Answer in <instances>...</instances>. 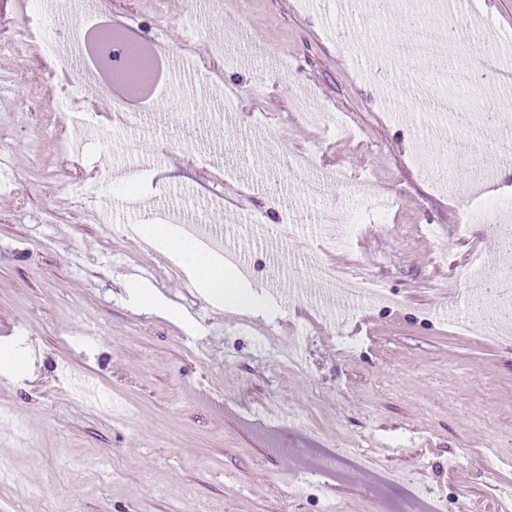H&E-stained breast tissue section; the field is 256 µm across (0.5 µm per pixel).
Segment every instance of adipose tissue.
<instances>
[{"mask_svg":"<svg viewBox=\"0 0 512 512\" xmlns=\"http://www.w3.org/2000/svg\"><path fill=\"white\" fill-rule=\"evenodd\" d=\"M140 232L157 248L175 257L188 272L193 287L217 308L263 312L264 305L260 298L244 289L233 270L212 261L192 241L178 232L174 225L144 224L141 225Z\"/></svg>","mask_w":512,"mask_h":512,"instance_id":"1","label":"adipose tissue"}]
</instances>
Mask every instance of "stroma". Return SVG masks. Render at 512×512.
Instances as JSON below:
<instances>
[{
  "mask_svg": "<svg viewBox=\"0 0 512 512\" xmlns=\"http://www.w3.org/2000/svg\"><path fill=\"white\" fill-rule=\"evenodd\" d=\"M27 0H0V353L22 350L20 373L0 372V512H393L411 493L434 492L447 512L460 502L488 504L512 491V328L497 338L463 336L486 299L471 276L473 256L512 271L498 224L475 212L480 200L509 205L512 174L474 183L455 170L459 190L438 193L415 165L419 153L453 157L455 121L424 134L399 122L381 97L391 79L380 48L371 66H351L341 0H218L193 8L168 0H83L87 13L118 18L144 39L168 30L165 45L203 54L238 109L228 124L205 129L160 103L149 132L105 110L106 96L85 99L96 128L77 134L53 109L63 86L71 26L57 28L42 56L16 46ZM224 38L242 56L234 69L206 54ZM45 82L21 81V71ZM350 128L344 137L306 122L299 98ZM278 154L266 150L268 130ZM129 138L140 154L118 178L112 156ZM315 153L318 171H289V158ZM244 182H225L224 164ZM348 170L352 185L337 183ZM139 190L123 200L126 181ZM93 189L76 207L71 190ZM390 199L365 213L341 251L327 248L313 221L317 206L348 198ZM195 200L200 225L230 232V244L266 270L245 279L266 314L224 313L193 288L175 260L139 249L122 224H180L182 199ZM299 229L288 245L257 240L244 213L265 225L285 208ZM331 269L329 301L300 269ZM375 277L384 302L350 310L347 278ZM136 280L183 307V327L136 306ZM306 348L302 369H283L275 351ZM95 379L99 403L82 402L62 368ZM287 432L294 452L269 446ZM316 454L335 458L339 478L303 486ZM39 487L40 495L24 496Z\"/></svg>",
  "mask_w": 512,
  "mask_h": 512,
  "instance_id": "stroma-1",
  "label": "stroma"
}]
</instances>
